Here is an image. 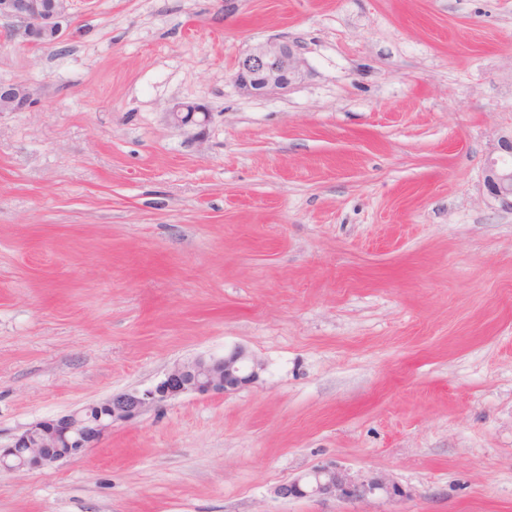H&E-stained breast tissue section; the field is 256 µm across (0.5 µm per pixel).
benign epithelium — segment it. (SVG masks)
<instances>
[{
	"instance_id": "1",
	"label": "benign epithelium",
	"mask_w": 512,
	"mask_h": 512,
	"mask_svg": "<svg viewBox=\"0 0 512 512\" xmlns=\"http://www.w3.org/2000/svg\"><path fill=\"white\" fill-rule=\"evenodd\" d=\"M70 0H0V18L19 22L28 43L52 46L60 41L62 21L69 16ZM296 44L271 37L252 46L238 60L235 82L253 96L286 89L302 72ZM29 103L20 85L0 86V112H19ZM485 183L489 192L512 208V163L490 161ZM264 364L235 347L222 356L199 357L177 363L154 386L129 389L86 405L58 418L38 421L0 448V471L22 472L51 467L95 448L116 423L135 421L149 406H159L183 394L201 396L234 393L260 379ZM273 494L283 500L333 498L362 501L384 495L393 498L401 490L382 476L361 477L335 464L321 465L291 481L277 485Z\"/></svg>"
}]
</instances>
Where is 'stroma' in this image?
<instances>
[{
    "label": "stroma",
    "mask_w": 512,
    "mask_h": 512,
    "mask_svg": "<svg viewBox=\"0 0 512 512\" xmlns=\"http://www.w3.org/2000/svg\"><path fill=\"white\" fill-rule=\"evenodd\" d=\"M272 36L304 75L246 95ZM1 83L0 447L197 357L265 369L0 472V512H512V0H74L53 47L0 22ZM327 463L401 494L274 497ZM28 103V93L21 85L0 86V112H19ZM510 157L490 161L486 169L485 183L489 192L501 203L512 208V139L505 142L503 149Z\"/></svg>",
    "instance_id": "obj_1"
}]
</instances>
